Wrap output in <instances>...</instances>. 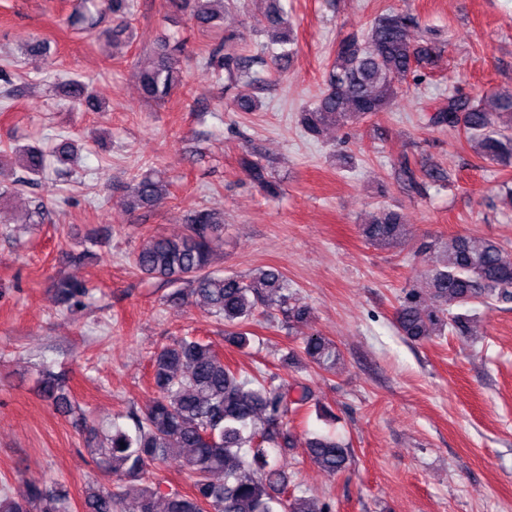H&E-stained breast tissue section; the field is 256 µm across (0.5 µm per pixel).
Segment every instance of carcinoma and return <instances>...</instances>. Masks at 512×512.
Instances as JSON below:
<instances>
[{
  "label": "carcinoma",
  "instance_id": "1",
  "mask_svg": "<svg viewBox=\"0 0 512 512\" xmlns=\"http://www.w3.org/2000/svg\"><path fill=\"white\" fill-rule=\"evenodd\" d=\"M265 4L266 22L278 32L274 43L281 46V51H271L278 67L293 56V38L280 0H265ZM135 7L136 0H78L75 15L87 22L96 15L112 16L107 38L127 46ZM234 7L235 0H165L171 15L187 12L200 26L218 21L224 10ZM416 25L415 18L386 10L363 35L353 33L340 40L325 71V91L301 111L304 130L317 136L340 120L387 111L402 83L433 55L431 46L411 40L410 29ZM181 51L180 39H165L150 58L137 62L134 77L145 100L161 104L185 86ZM205 64L218 77L227 74L234 84V111L259 108L253 92L258 77L244 58L230 48H217ZM63 96L84 112L103 111L93 87L81 79L68 80ZM430 121L462 132L465 143L485 160L512 168V93L474 98L451 95L448 106L436 111ZM13 156L27 179L2 180L4 154L0 153V201L19 193L20 186L43 176L48 167V154L40 147L27 145ZM53 156L61 163L75 162L78 153L74 143L63 139ZM240 165L266 195H277L278 186L259 163L245 155ZM395 173L408 188H422L408 162H400ZM166 192L163 178L148 170L126 186L125 205L136 212ZM361 233L380 246H399L407 236L401 216L392 209L361 225ZM223 237L224 219L199 210L187 219L183 236H150L135 253L133 264L147 275L185 283L186 296L224 322L228 327L224 341L238 348L249 345L248 327L261 308L279 309L290 324L310 320L312 309L294 295L279 270L260 268L246 277L211 270L213 246ZM414 253L428 257L430 265L425 287L409 288L399 298L395 326L406 338L416 341L447 332L464 336L470 332L477 307L512 303V253L501 243L450 236L422 240L415 244ZM56 288L59 297L69 301L82 295L84 284L60 280ZM302 354L325 371L335 369L340 360L335 343L319 333L302 338ZM152 370L157 397L143 413L133 410L126 415L133 429L116 421L105 431L86 428L92 439L89 454L120 485L115 490L89 485L84 512H330L328 505L316 507L305 496L288 494V476L269 454L271 448L283 453L295 447L289 417L308 408L312 400L308 386L287 387L276 383L275 375L242 373L224 363L211 344L188 336L158 350ZM41 393L58 411H74L60 376L46 373ZM305 453L329 475L345 470L350 460L348 444L330 434L308 438ZM173 454L182 458V467L192 477L190 494L164 490L150 476L152 467ZM0 512L72 510L66 494L32 486L15 496L0 497Z\"/></svg>",
  "mask_w": 512,
  "mask_h": 512
}]
</instances>
